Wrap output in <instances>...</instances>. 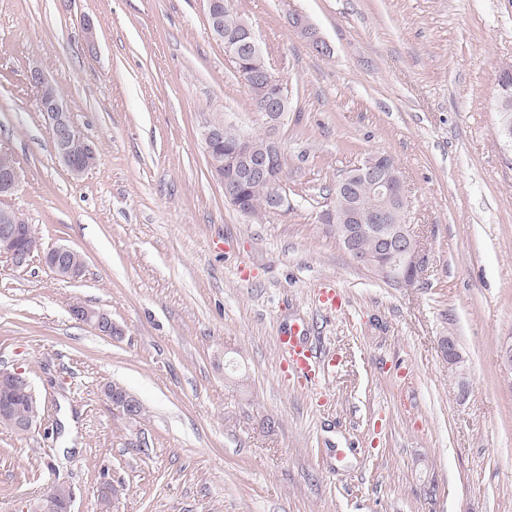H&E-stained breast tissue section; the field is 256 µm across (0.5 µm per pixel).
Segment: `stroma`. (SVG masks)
<instances>
[{"label":"stroma","mask_w":512,"mask_h":512,"mask_svg":"<svg viewBox=\"0 0 512 512\" xmlns=\"http://www.w3.org/2000/svg\"><path fill=\"white\" fill-rule=\"evenodd\" d=\"M233 8L289 97L292 206L258 221L225 201L200 137L214 119L265 131L204 0H0V149L21 171L0 202L42 248L85 260L67 283L0 259V369L24 370L43 408L31 433L0 426V512L56 482L75 512H512V150L497 136L512 0ZM34 65L96 149L81 178L54 153ZM376 154L398 164L427 250L411 288L320 219L328 188ZM328 279L346 297L333 313L318 305ZM76 303L108 311L120 337L75 320ZM293 323L336 359L320 392L282 368L275 338ZM446 336L467 360L464 397ZM112 383L140 417L113 410ZM105 481L123 488L106 505ZM289 23L292 27L301 32L316 52L322 54H326L328 52L327 44L317 36L314 26L306 17L293 15L290 18Z\"/></svg>","instance_id":"1"}]
</instances>
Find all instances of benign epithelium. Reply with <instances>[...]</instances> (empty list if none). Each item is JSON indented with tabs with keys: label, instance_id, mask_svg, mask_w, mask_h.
<instances>
[{
	"label": "benign epithelium",
	"instance_id": "1",
	"mask_svg": "<svg viewBox=\"0 0 512 512\" xmlns=\"http://www.w3.org/2000/svg\"><path fill=\"white\" fill-rule=\"evenodd\" d=\"M211 35L224 44L225 56L234 64H241L244 51L252 56L262 54L255 31L248 22L241 24L238 32L224 31L223 13L233 10L232 0H206ZM289 23L312 45L325 54L327 44L321 40L309 20L294 15ZM27 79L36 91V102L48 125L54 149L60 162L75 178L82 176L96 162L94 148L77 131L64 101L57 81L49 79L37 66L29 68ZM246 82L266 94L261 116L266 133L263 136L240 131L235 125L221 120L205 123L201 139L211 173L224 188V198L241 215L253 218L240 199V189L249 182L259 181L271 188L268 211H285L291 206L288 194L282 191L281 164L283 152L276 131L284 124L288 112V95L283 92L281 80L267 65L246 75ZM500 122L498 134L508 148L512 147V68L503 66L498 79ZM83 142V155L76 157L72 143ZM19 167L12 161L0 163V196L11 194L19 183ZM367 185L377 197L378 205L366 209L357 202H350L349 210L341 215L330 208L322 215L326 224L336 225V232L347 253L360 264L371 269L376 276L400 288H411L422 282L428 257L426 249L413 230L412 225L392 224L391 215L404 207L407 194L403 177L394 159L385 154L368 158L349 169L339 180L338 187L347 190L356 183ZM375 233L380 242L378 252L368 254L357 247L359 236L365 232ZM0 258H5L15 267H23L37 258L51 269L61 280H79L84 273V261L75 249L59 245L44 250L32 226L23 224L18 213L0 207ZM71 315L79 322L91 325L99 333L116 334L111 316L104 310L74 304ZM443 360L456 377L462 379L466 373L464 360L453 338L440 343ZM35 396L32 384L22 369H0V424L19 433H27L37 427L41 418L21 419L17 416L18 397ZM105 395L118 410L130 418L137 417L140 402L134 395L119 386H107ZM57 500L54 509L58 512H73L74 494L63 484H53L44 491L40 499L30 503L28 512L47 509L51 500Z\"/></svg>",
	"mask_w": 512,
	"mask_h": 512
}]
</instances>
